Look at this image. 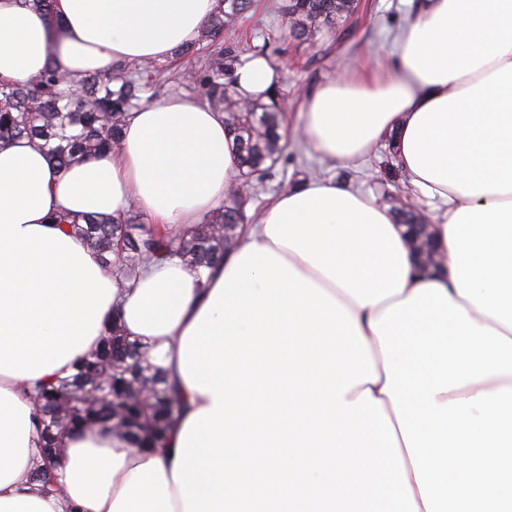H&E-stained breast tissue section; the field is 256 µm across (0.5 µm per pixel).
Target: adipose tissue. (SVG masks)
<instances>
[{
    "instance_id": "ef3b65f1",
    "label": "adipose tissue",
    "mask_w": 512,
    "mask_h": 512,
    "mask_svg": "<svg viewBox=\"0 0 512 512\" xmlns=\"http://www.w3.org/2000/svg\"><path fill=\"white\" fill-rule=\"evenodd\" d=\"M216 5L56 0L51 17L0 0V80L166 60ZM394 53L396 70L327 80L299 118L335 160L394 137L411 192L441 204L433 265L387 206L324 178L282 192L218 269L172 259L122 288L50 216L200 223L238 176L223 113L145 104L116 152L62 172L30 140L0 150V512H512V0H421ZM235 77L262 98L280 71L249 54ZM116 308L184 395L167 446L75 434L36 481L37 389ZM245 402L285 434L274 454Z\"/></svg>"
}]
</instances>
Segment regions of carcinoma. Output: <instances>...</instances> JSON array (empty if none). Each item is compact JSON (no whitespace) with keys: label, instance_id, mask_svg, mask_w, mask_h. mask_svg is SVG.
Instances as JSON below:
<instances>
[{"label":"carcinoma","instance_id":"carcinoma-1","mask_svg":"<svg viewBox=\"0 0 512 512\" xmlns=\"http://www.w3.org/2000/svg\"><path fill=\"white\" fill-rule=\"evenodd\" d=\"M254 0H218V11L197 39L175 55L186 59L209 49L204 66L186 79L210 108L224 113L227 134L238 152L237 185L224 205L201 223L163 231L144 223L135 208L123 217H83L62 213L54 223L65 233L81 236L101 262L112 266L122 283H133L146 265L178 258L195 272L213 269L236 247L246 223L248 188L270 172L288 147L279 129L286 102L279 91L270 101L240 97L235 66L246 50L266 55L267 45H242L234 28L238 16L252 10ZM356 0H282V29L297 39H315L350 19ZM178 76L162 65L121 64L76 80L47 69L27 83L0 80V149L20 138L38 139L55 167L107 156L120 146L130 112L156 96ZM152 346L124 334L118 311L106 321L97 347L37 397L44 448L61 455L74 430L117 427L134 448H163L181 409V399L165 367L155 362ZM145 385L153 392L149 404L125 392Z\"/></svg>","mask_w":512,"mask_h":512}]
</instances>
